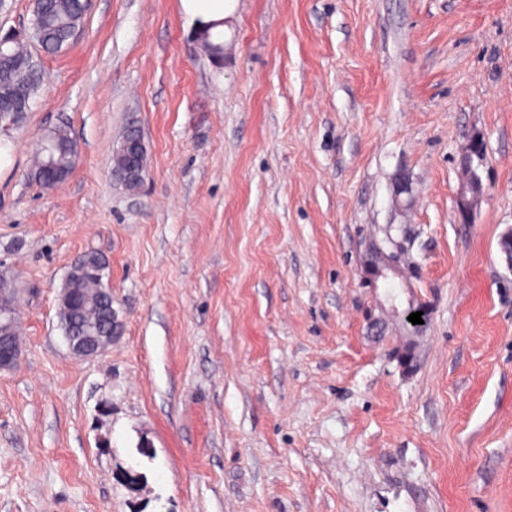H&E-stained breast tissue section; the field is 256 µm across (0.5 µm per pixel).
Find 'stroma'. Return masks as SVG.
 <instances>
[{
    "mask_svg": "<svg viewBox=\"0 0 512 512\" xmlns=\"http://www.w3.org/2000/svg\"><path fill=\"white\" fill-rule=\"evenodd\" d=\"M222 39L180 0H88L67 48L29 46L41 81L0 130V512H512V0H236ZM62 123L79 160L48 189ZM370 238L406 243L390 283L429 310L409 374ZM90 251L120 335L80 360L58 296ZM137 130H138L137 127L133 123L129 124L126 127V129L124 130L122 139L119 143V146L115 150L113 157H112V170H113L114 175L117 177L120 174H124L125 175L124 182L126 183V185L124 187L131 191L139 188V186L141 185L143 180L142 179L136 180V179H134V176L132 173H127L128 167L130 164V159H129L125 149L122 148L121 142L125 138L133 137L135 135V133L137 132ZM485 160L486 152L483 139L480 136H472L463 149L461 160L466 183L459 195L457 207L463 221L468 217L472 200L477 199L483 191L480 170L483 168ZM468 193L471 194V198H468ZM2 290L0 293V330L3 329L2 335H0V370L11 369L16 366L21 359V349L17 342V334L15 327V336H10L8 329L15 326V299L11 303L4 302L7 299L9 290L3 284L1 285Z\"/></svg>",
    "mask_w": 512,
    "mask_h": 512,
    "instance_id": "1",
    "label": "stroma"
}]
</instances>
